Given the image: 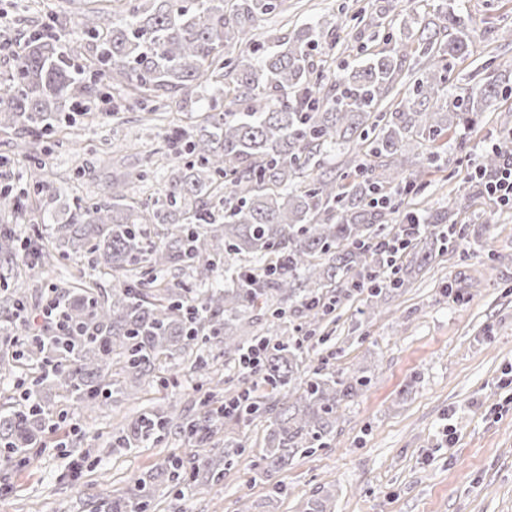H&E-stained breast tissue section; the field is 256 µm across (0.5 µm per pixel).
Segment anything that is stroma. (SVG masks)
I'll return each instance as SVG.
<instances>
[{"instance_id":"35a3bbf8","label":"stroma","mask_w":512,"mask_h":512,"mask_svg":"<svg viewBox=\"0 0 512 512\" xmlns=\"http://www.w3.org/2000/svg\"><path fill=\"white\" fill-rule=\"evenodd\" d=\"M455 2L485 35L457 66L456 84L465 85L489 59L512 75V44L499 38L512 30V0ZM65 6L66 0H0V75L33 29ZM387 6V0H288L287 12L260 23L257 38L265 44L306 26L335 23L341 35L336 48L320 44L313 59L328 60L338 72L361 61L362 47H383L390 31L355 21V13L373 16ZM148 116L139 106L109 118L88 117L77 137L37 141L32 153L44 172L40 189L29 185L14 149L16 133L0 132V189L28 191L26 215L1 214L0 225L21 241L40 242L50 234L40 211L99 199L116 175L138 197L157 198L166 181V149ZM509 128L507 95L476 124L449 132L441 161L431 166L425 186L405 197L384 235H392L408 213L427 223L451 210ZM147 155L154 172L142 180L140 159ZM455 220L464 230L456 250L413 270L408 287L378 296L374 315L363 313L368 293H346L331 315L329 338H309L302 313L291 308L288 333L303 343L302 372L320 368L341 376L361 369L369 378L342 402L329 447L298 455L270 479H259L254 471L266 420H225L220 443L245 442L246 454L223 484L158 497L155 512H265L276 487L277 512H301L320 486L334 493L335 512H512V208L484 196ZM76 276L94 280L98 274L68 257L48 272L0 258V289H24L35 308L50 283ZM164 375L165 383H138L135 400L112 402L100 412L68 406L67 421L46 434L44 448L10 472L0 512H92L103 491L125 490L168 453L183 449L172 429L129 453L107 450L111 434L141 408L192 415L212 388L178 361L166 364Z\"/></svg>"}]
</instances>
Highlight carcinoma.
<instances>
[{
  "label": "carcinoma",
  "mask_w": 512,
  "mask_h": 512,
  "mask_svg": "<svg viewBox=\"0 0 512 512\" xmlns=\"http://www.w3.org/2000/svg\"><path fill=\"white\" fill-rule=\"evenodd\" d=\"M79 0L74 17L91 16L84 33L97 41L87 66L58 35L53 19L25 40L6 75L0 77V131L16 130L38 139L77 135L72 110L123 88L125 101L140 104L171 89L184 91L196 113L187 126L168 124L164 134L168 178L152 201L132 197L114 181L107 196L78 203L53 217L49 245L38 246L45 264L57 251L75 256L112 287L93 282L52 285L66 335L56 321L40 336L12 352L0 365L35 373L21 400L0 408V466L9 471L30 460L39 437L59 428L63 415L48 398L55 395L93 411L111 401L134 397L115 378L114 367L138 380L161 379L165 362L180 358L195 373H207L206 346L224 348L238 360L259 342L268 345L254 375L279 396L247 394L238 409L224 414L220 392L201 400L194 417L177 418L159 407L132 418L112 435L110 452L136 449L177 426L189 452L167 455L123 493L99 497L94 512H152L160 488L177 494L199 477L218 485L224 471L246 452L239 442L215 455L209 445L224 419L269 415L257 475L268 479L299 452L332 439L341 401L354 397L368 378L338 377L320 369L299 375L302 343L278 332L247 330L258 316L277 320L284 306L300 301L307 323L319 326L323 289L340 282L353 288L408 287L400 258L379 246V230L396 212L393 197L423 184L425 163L407 166L408 144L435 143L460 124L476 121L504 93L489 75L452 93L457 61L475 48L474 29L454 9L434 18L402 19L395 46L367 52L365 64L343 74L324 73L310 62L322 39L335 44L336 30L304 27L285 36L272 52L257 55V25L282 14L286 0ZM424 66L405 98L384 112L380 106L400 83L407 59ZM220 91L228 109L214 111ZM353 145L341 171L322 166L330 147ZM512 151L505 140L487 153L468 199L484 196L486 182ZM21 197L0 191V211L16 212ZM438 214L408 238L405 249L417 266L428 264V247L445 240ZM30 248L13 230H0V257ZM243 256L248 263L229 265ZM185 271L192 286L157 281L158 270ZM236 287H208L219 272ZM26 292L0 298L5 318L28 312ZM302 512H335L334 495L319 490Z\"/></svg>",
  "instance_id": "cac0c4a2"
}]
</instances>
